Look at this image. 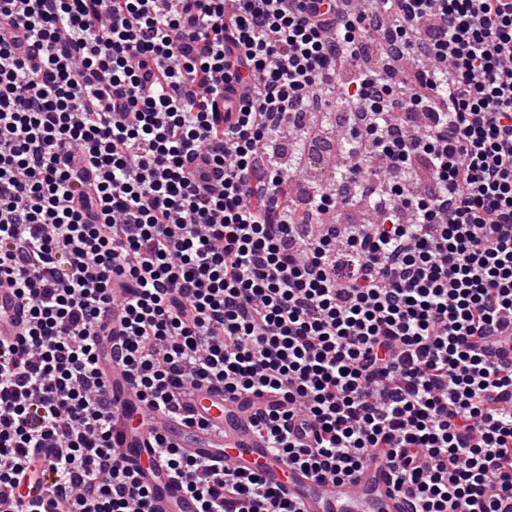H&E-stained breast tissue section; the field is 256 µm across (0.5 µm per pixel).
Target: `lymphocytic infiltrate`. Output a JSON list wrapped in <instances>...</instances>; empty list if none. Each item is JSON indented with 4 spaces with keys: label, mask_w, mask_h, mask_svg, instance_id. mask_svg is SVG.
Returning <instances> with one entry per match:
<instances>
[{
    "label": "lymphocytic infiltrate",
    "mask_w": 512,
    "mask_h": 512,
    "mask_svg": "<svg viewBox=\"0 0 512 512\" xmlns=\"http://www.w3.org/2000/svg\"><path fill=\"white\" fill-rule=\"evenodd\" d=\"M351 2L0 0V289L29 311L0 500L46 479V512H150L113 361L146 419L219 384L319 481L372 461L411 512H512V0ZM332 102L351 158L302 214L272 144ZM153 446L200 512H300Z\"/></svg>",
    "instance_id": "f902f5d3"
}]
</instances>
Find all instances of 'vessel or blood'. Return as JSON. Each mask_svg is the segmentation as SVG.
<instances>
[{
	"mask_svg": "<svg viewBox=\"0 0 512 512\" xmlns=\"http://www.w3.org/2000/svg\"><path fill=\"white\" fill-rule=\"evenodd\" d=\"M24 301L13 291L0 290V340L15 341L26 324ZM112 397L119 417L117 430L126 460L140 470L152 491L153 512H196L195 501L177 482L164 478L152 464L149 430L133 426L131 411L137 399L131 378L120 368L112 369ZM191 413L213 424L205 433L194 427L167 425L170 442L201 460L220 461L225 473L258 472L270 486L285 490L301 512H408L409 503L400 495L387 468L368 463L355 481L320 483L297 467L285 465L267 442L250 426V415L239 401L225 398L222 391L203 385L187 399Z\"/></svg>",
	"mask_w": 512,
	"mask_h": 512,
	"instance_id": "vessel-or-blood-1",
	"label": "vessel or blood"
}]
</instances>
